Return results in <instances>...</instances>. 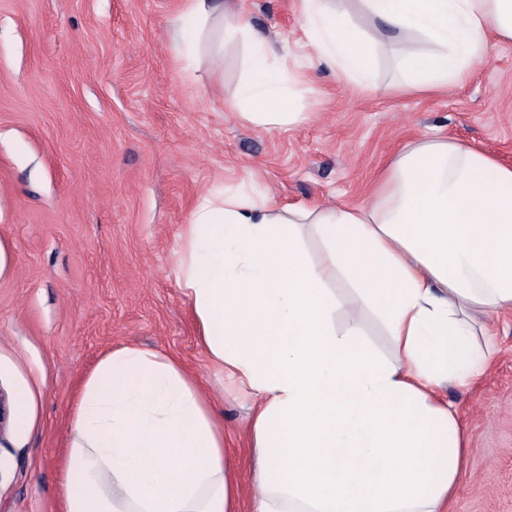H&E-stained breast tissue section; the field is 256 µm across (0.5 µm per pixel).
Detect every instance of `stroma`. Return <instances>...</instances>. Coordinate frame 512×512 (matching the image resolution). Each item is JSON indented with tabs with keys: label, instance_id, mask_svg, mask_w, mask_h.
I'll list each match as a JSON object with an SVG mask.
<instances>
[{
	"label": "stroma",
	"instance_id": "1",
	"mask_svg": "<svg viewBox=\"0 0 512 512\" xmlns=\"http://www.w3.org/2000/svg\"><path fill=\"white\" fill-rule=\"evenodd\" d=\"M307 91V117L264 131L238 115L244 34L224 42V86L166 35L181 0H0V391L28 395L0 429V512H62L61 461L83 383L108 352L176 355L214 397L239 512L254 492L252 400L199 345L179 282L182 231L200 197L245 187L279 205L366 204L399 146L434 133L512 165V42L493 44L434 95L394 91L396 46L375 49L374 87L311 57L298 0H231ZM486 373L447 387L468 466L451 512H512V311Z\"/></svg>",
	"mask_w": 512,
	"mask_h": 512
}]
</instances>
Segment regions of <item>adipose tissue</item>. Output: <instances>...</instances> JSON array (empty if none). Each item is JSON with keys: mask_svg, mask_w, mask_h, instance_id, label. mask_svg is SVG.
Listing matches in <instances>:
<instances>
[{"mask_svg": "<svg viewBox=\"0 0 512 512\" xmlns=\"http://www.w3.org/2000/svg\"><path fill=\"white\" fill-rule=\"evenodd\" d=\"M299 0L308 44L344 79L371 84L373 47L400 43L401 89L461 80L512 42V0ZM224 0H182L168 35L194 60L224 39ZM302 81L250 39L241 118L293 125ZM177 266L210 363L255 405L251 512H448L466 467L456 409L440 396L486 372L490 321L512 310V166L436 136L403 146L359 208L202 196ZM344 280L353 292L343 301ZM381 324L391 355L367 339ZM63 512H239L224 429L198 379L169 353L105 355L74 406Z\"/></svg>", "mask_w": 512, "mask_h": 512, "instance_id": "ef3b65f1", "label": "adipose tissue"}]
</instances>
